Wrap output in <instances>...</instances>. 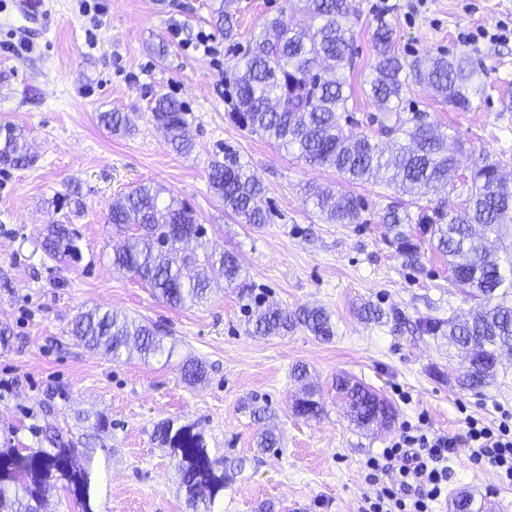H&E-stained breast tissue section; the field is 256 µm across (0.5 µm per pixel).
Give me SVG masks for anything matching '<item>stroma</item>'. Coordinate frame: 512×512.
Returning a JSON list of instances; mask_svg holds the SVG:
<instances>
[{
  "label": "stroma",
  "mask_w": 512,
  "mask_h": 512,
  "mask_svg": "<svg viewBox=\"0 0 512 512\" xmlns=\"http://www.w3.org/2000/svg\"><path fill=\"white\" fill-rule=\"evenodd\" d=\"M91 11H84V4ZM350 24L355 54L345 71L351 98L342 125L347 134L371 133L368 116L383 117L369 82L376 63L377 20L393 29V45L407 59L438 54L470 57L485 83L469 111L410 84L399 109L461 146L459 173L472 158L506 160L512 174V0H356ZM213 0H42V17L23 20L13 0H0V126L23 128L37 160L32 167L0 166V448H37L42 430L93 439L96 512H189L175 479L169 448L154 436L163 420L193 424L214 458L243 461L217 512H360L374 488L365 462L379 455L403 423L465 437L466 416L498 420L512 412V359L481 393L460 390V358L445 340L419 333L417 324L469 318L473 301L448 284V259L429 242L420 267L403 264L382 215L390 202L416 212L415 197L373 177L350 183L335 169L308 167L278 145L239 126L234 73L250 43L270 19L310 24L302 0H235L237 30L225 38ZM213 52H196L197 34ZM184 103L194 148L175 152L151 121L156 94ZM127 113L133 128L110 133L103 112ZM233 153L263 182L269 218L255 227L225 211L208 184L210 162ZM141 182L162 186L187 203L204 229L190 248L197 258L233 252L251 298L293 310L320 306L335 324L332 340L299 328L285 336L248 332L246 301L215 284L199 306L173 309L137 277L116 272L112 249L122 237L105 221L109 204ZM333 185L361 199L358 224H329L305 201L308 188ZM79 187L81 213L55 206ZM64 223L81 256L65 264L38 248L48 225ZM368 302L381 322L360 320ZM93 307L159 325L172 357L150 362L112 360L86 351L69 333L71 320ZM205 362V381L190 385L184 359ZM309 367L320 390L318 418L297 417L293 366ZM349 374L398 411V423L374 434L349 423L336 396V375ZM264 408L267 421L254 412ZM106 432L94 433L97 416ZM279 431L280 447L260 451L262 425ZM447 496L434 512H450L454 496L472 492L493 512H512V487L467 452L449 462Z\"/></svg>",
  "instance_id": "1"
}]
</instances>
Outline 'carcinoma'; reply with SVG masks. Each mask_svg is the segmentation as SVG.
<instances>
[{
  "instance_id": "obj_1",
  "label": "carcinoma",
  "mask_w": 512,
  "mask_h": 512,
  "mask_svg": "<svg viewBox=\"0 0 512 512\" xmlns=\"http://www.w3.org/2000/svg\"><path fill=\"white\" fill-rule=\"evenodd\" d=\"M232 4L233 0H220L215 8L228 36L233 30ZM306 4L319 24L296 29L283 17H276L265 34L249 46L234 77L235 119L251 132L294 152L306 165L333 167L349 182L382 172L388 185L405 193L426 197L446 189L455 195L430 211L421 210L415 219L401 206L390 204L384 220L407 265L416 266L420 261L416 236L405 230L415 223L435 250L448 257V284L478 301L471 320L437 319L426 323L422 331L439 335L462 350L465 366L457 384L463 391L479 393L495 381L501 357L512 356V255L506 258L507 272L491 259L502 230H512V179L503 175L501 161L482 154L461 185H455L451 173L456 170L457 158L448 148L449 135L416 114L403 118L392 104L399 103L410 76L431 86L444 102L460 111L472 107L473 100L483 94V84L466 56H435L424 68L417 60L400 57L392 50L390 24L380 19L373 31L377 60L370 94L394 119L391 124L380 123L377 134L398 143L387 151L366 135L350 137L344 133L342 119L349 101L344 69L352 59L353 37L346 28L353 15L352 0H306ZM151 118L176 152L192 150L189 112L183 103L159 95L151 107ZM100 120L113 132L130 130L129 116L123 112H104ZM34 162L32 144L24 131L1 126L0 165L25 168ZM208 182L224 209L247 224L266 222L267 212L262 208L265 187L236 157L213 160ZM162 191L161 186L140 183L109 205L107 223L118 234L131 233L113 253L112 266L149 284L166 305L187 308L205 300L215 280L235 284L241 267L234 254L224 251L206 257L209 271L186 275L184 269L196 264V257L182 252V245L202 234L203 228L189 206L173 196L164 198ZM306 201L334 224L359 223L363 209L356 196L331 185L313 189ZM40 248L58 261L76 259L79 254L74 235L63 223L47 227ZM255 305L250 319L255 336H285L299 327L324 341L335 335L332 316L323 307L290 312L275 303L258 300ZM70 334L89 352L115 361L135 352L146 361L165 352L161 329L114 311L95 308L79 314L72 321ZM181 374L186 383L195 384L206 377V365L190 359L182 365ZM291 376L302 385L294 413L305 419L317 416L321 404L308 383L307 366H294ZM335 388L348 404L356 427L369 430L396 422V409L372 388L347 376L336 377ZM157 433L171 450L174 474L192 512H214L224 498L225 485L242 469V463L220 466L211 456L203 432L193 424L176 427L167 420L158 425ZM48 442V448L23 454L14 448L0 450V512H33L57 481L64 482L81 512H95L90 468L94 449L80 450L57 435ZM79 455L86 465L75 466ZM452 504L453 512H484V505L466 492L458 494Z\"/></svg>"
}]
</instances>
